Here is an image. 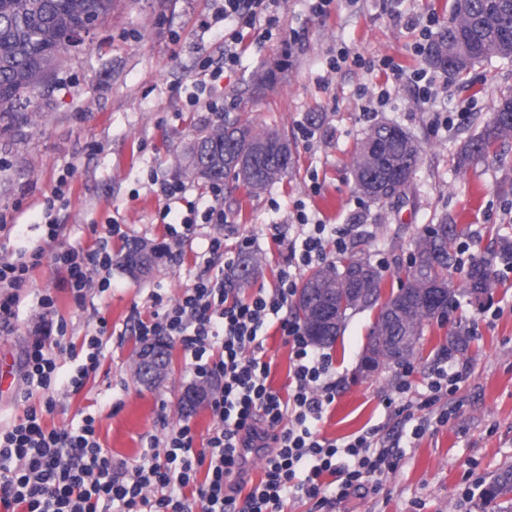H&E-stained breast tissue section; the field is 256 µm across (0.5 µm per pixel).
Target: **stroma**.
<instances>
[{
  "instance_id": "stroma-1",
  "label": "stroma",
  "mask_w": 512,
  "mask_h": 512,
  "mask_svg": "<svg viewBox=\"0 0 512 512\" xmlns=\"http://www.w3.org/2000/svg\"><path fill=\"white\" fill-rule=\"evenodd\" d=\"M451 0H336L327 15L315 16L308 0H283V38L257 41L245 32L241 64L224 79V92L242 117L283 130L296 145L295 165L287 179L257 196L225 188L221 204L230 216L222 227L196 224L182 234L176 259H157L150 273L133 278L117 264L105 271L107 288L92 289L76 305L64 286L67 274L50 260L30 273L10 335L0 334V362L10 368L8 386L0 388V430L22 418L26 409L53 396L56 407L43 414L45 429L79 426L93 416L98 441L114 459L135 463L150 445H163L184 416L181 394L192 383L191 356L179 342L169 344L166 380L140 383L129 363L141 341L130 327L133 314L149 318L154 296L177 299L198 271L199 254L209 235L224 236L226 256H235L243 239L260 253L259 275L233 297L246 300L271 290L298 240L296 206L310 219L349 231L348 247L363 252L384 270L385 283L398 285L425 225L447 219L457 229L453 251L464 263L490 249L497 234L512 235V193L499 187L512 177V141L476 159L463 172L455 154L490 119L497 100L512 94V60L492 59L455 78L425 62L427 18L446 23ZM215 0H113L112 12L79 48L67 54L44 89L41 108L16 115L0 135V214L20 224V231H0V259L17 257L42 244L45 198L66 181L65 205L57 217L67 243L90 250L106 244L120 259L132 241L162 247L172 242L161 213L165 203L151 177L178 181L187 200L208 193L209 184L185 175L183 152L212 124L207 113L186 107L202 58L224 60L223 22L215 21ZM350 59L330 70L339 50ZM402 65L393 76L383 60ZM277 77L258 87L257 74ZM422 72L434 92L422 100L420 86L408 74ZM378 104L372 118L362 109L369 98ZM456 115L453 126L435 131L436 113ZM322 115L314 135L300 128L310 114ZM398 125L417 140L422 155L403 203L390 207L357 193L350 164L356 143L369 121ZM318 193H311V183ZM117 221L121 234L107 233ZM501 284L485 307L460 299L446 322L430 321L411 361V389L400 395L397 368L368 378L358 374L375 311L352 315L335 345L327 349L338 387L333 403L315 428L320 438L344 443L358 434L375 433L386 445L402 447L397 468L380 477V490L363 488L348 499L317 510L314 502L287 496L282 512H498L483 503L480 486L501 467L512 465V269L499 270ZM51 293L66 324L73 351L58 359L51 391L26 387L21 363L30 342L38 299ZM106 319L99 366L80 392L70 381L87 362L86 342L99 319ZM474 339L465 353L445 357L447 336L456 324ZM268 382L287 393L292 349L275 324L261 331ZM447 361L462 371L464 383L430 408L414 413L429 427L410 435L398 409L419 402L433 369ZM449 421L437 423L440 414ZM197 443L215 427L210 405L188 416Z\"/></svg>"
}]
</instances>
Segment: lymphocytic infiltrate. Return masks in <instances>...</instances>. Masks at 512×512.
<instances>
[{"mask_svg": "<svg viewBox=\"0 0 512 512\" xmlns=\"http://www.w3.org/2000/svg\"><path fill=\"white\" fill-rule=\"evenodd\" d=\"M280 0H222L216 16L232 22L224 35V63L204 62L201 87L188 97L196 109L221 115L225 110L219 86L239 64L237 46L244 30L259 39L272 38L278 28ZM54 190L47 198L43 243L30 253L0 261V329L8 327L31 269L44 258L66 270L76 304H83L96 277L109 262L106 248L85 250L63 240V226L54 213L63 198ZM301 245L271 291L249 300L230 298L222 279L199 274L174 302L155 298L151 319L136 320L137 336L178 339L193 359L197 378H216L221 390L212 402L217 424L205 444H197L190 421L171 429L162 450L142 456L134 465L113 461L100 446L92 416L80 427L45 430L43 413L53 399L29 407L23 419L0 431V512H279L284 494L314 501L325 508L394 469L399 455L378 445L366 432L336 444L319 438L310 423L335 399L327 356L312 352L298 322L285 317L300 272L326 259L327 235L337 249L346 246L344 228L310 223L298 211ZM31 329L33 340L23 359L27 383L49 388L59 354L68 351L66 325L56 317L55 300L43 294ZM277 318L282 336L294 349L288 397L267 384L271 365L263 361L258 332ZM53 346H46L47 337ZM262 452L265 477L249 493L240 483L247 454ZM330 474L336 488L322 480Z\"/></svg>", "mask_w": 512, "mask_h": 512, "instance_id": "1", "label": "lymphocytic infiltrate"}]
</instances>
